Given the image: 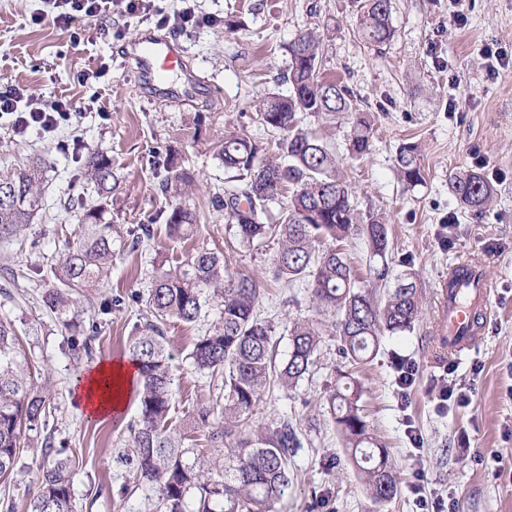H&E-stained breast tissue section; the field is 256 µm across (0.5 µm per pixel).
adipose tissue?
Masks as SVG:
<instances>
[{"label": "adipose tissue", "mask_w": 512, "mask_h": 512, "mask_svg": "<svg viewBox=\"0 0 512 512\" xmlns=\"http://www.w3.org/2000/svg\"><path fill=\"white\" fill-rule=\"evenodd\" d=\"M136 365L122 360L98 363L73 386L74 401L96 417L123 410L135 377Z\"/></svg>", "instance_id": "1"}]
</instances>
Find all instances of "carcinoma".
Instances as JSON below:
<instances>
[{"label":"carcinoma","mask_w":512,"mask_h":512,"mask_svg":"<svg viewBox=\"0 0 512 512\" xmlns=\"http://www.w3.org/2000/svg\"><path fill=\"white\" fill-rule=\"evenodd\" d=\"M360 38L374 46L394 33L390 0H366L357 25ZM321 34L304 32L288 43V83L291 93H268L257 103L260 124L279 134L276 148L287 159L282 164L261 155L262 148L243 128L224 130L216 158L234 173V183L211 197L212 208L224 213L236 228L239 244L250 248L275 237L279 249L273 258L274 283L304 286L316 313L335 317L339 353L355 364L374 357L380 337L411 330L420 317L418 289L413 274L395 277L384 298L355 277L343 252L354 235L366 237L371 257L379 258L375 278L384 281L390 267L388 217L383 212H359L353 187L336 154L321 139L304 130L305 115L348 117L358 111L351 90L341 81L322 76ZM371 125L352 122L349 147L361 160L371 150ZM46 167L39 160L0 173V239L13 236L33 221L43 200ZM397 173L406 187L423 181L417 148L412 143L397 151ZM83 178L96 189L97 201L78 200L80 224L65 245L43 304L51 312L70 311L73 290L103 282L112 262L114 225L104 220L112 196V158L91 153ZM194 173L175 151L168 157L161 187L178 195L193 184ZM448 186L464 208L479 217L493 190L483 175L470 170L450 176ZM288 202L278 222L266 224L268 205L283 192ZM197 224L196 213L176 202L165 216L174 238H186ZM268 289L250 275L231 273L224 256L201 249L175 271L157 274L146 299L145 322L136 327L126 355L137 365V419L129 426L132 465L138 481L156 491V512H273L288 488L293 458L304 447L294 423L283 418L270 427L254 421L265 394L277 386L291 390L311 372L320 343L317 323L296 319L289 333L287 357L276 362L273 324L262 318L259 303ZM218 301L219 318L196 338L188 354L195 370L224 379V406L196 405L190 424L172 420L174 370L167 324L196 322L204 308ZM96 325L74 326L72 354H89ZM361 390L344 384L330 398V412L367 494L376 502L392 500L398 492L395 465L389 452L369 430L360 414ZM46 388L34 383L26 351L9 321L0 319V476L11 474L20 456V435L36 431L49 417ZM221 415L214 421L215 415ZM212 428L211 438L222 447L212 449V461L190 458L184 446L196 430ZM37 489L31 512H72L73 466L65 449L41 446Z\"/></svg>","instance_id":"obj_1"}]
</instances>
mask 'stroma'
<instances>
[{
  "label": "stroma",
  "mask_w": 512,
  "mask_h": 512,
  "mask_svg": "<svg viewBox=\"0 0 512 512\" xmlns=\"http://www.w3.org/2000/svg\"><path fill=\"white\" fill-rule=\"evenodd\" d=\"M364 0H198L200 12L218 17L213 26L181 35L195 71L215 88L196 92L192 103L170 104L139 93L120 48L154 22L87 27L80 43L48 23L31 21L40 0H0V88L24 85L44 101L81 104L77 119L54 134L36 130L16 136L0 119V171L38 157L46 164L44 206L32 224L0 240V318L11 321L35 378L50 377L52 416L45 434L24 432L16 470L0 478L14 512H28L43 438L65 448L74 464L73 512H153L155 494L121 463L130 448L127 425L137 416L128 403L122 422H88L73 402L72 385L94 364L119 360L146 294L159 271L175 269L199 249L223 253L231 272L264 280L278 249L268 239L251 250L239 246L235 228L213 210V193L228 176L214 155L228 126L245 127L266 156H277V134L258 121L253 103L267 92L286 96L287 46L300 32L323 37L321 70L342 79L372 126V149L364 159L349 155L345 119L305 116L304 129L319 136L343 163L359 212L389 213L387 262L391 275L412 270L422 315L411 331L382 336L368 363L350 364L338 352L332 315H316L307 289L273 288L260 301L275 325L279 354L288 351L295 319H317L322 333L316 365L291 391L265 395L255 419L293 421L304 442L294 459L291 483L277 512H512V66L489 77L487 47L512 53V0H392V39L363 42L356 24ZM460 13L464 22L448 23ZM233 20L225 29L224 20ZM108 66L88 94L81 71ZM79 142L82 152L112 159L114 189L104 215L118 234L112 239V271L96 288L73 296L78 321L97 325L89 355L68 350L70 330L45 309L43 292L55 284L64 242L79 223L64 201L96 199L80 175L78 157L58 142ZM417 147L423 182L408 189L397 175L402 143ZM178 150L196 183L180 200L195 210L191 237L173 238L163 211L172 203L161 190L167 149ZM474 170L494 188L481 217L472 216L448 188L450 173ZM152 224L154 236L133 247L131 231ZM478 265L491 287L492 311L485 333L462 360H443L437 286L451 265ZM122 306L101 313L103 300ZM210 304L192 324L168 327L175 360L174 419L196 404L224 398L222 377L195 371L187 355L197 336L219 317ZM362 387L359 406L373 435L388 448L398 493L373 502L350 464L330 415L328 399L342 373ZM454 385L466 402H445L442 387Z\"/></svg>",
  "instance_id": "35a3bbf8"
}]
</instances>
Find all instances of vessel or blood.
Masks as SVG:
<instances>
[{
  "instance_id": "b4317fda",
  "label": "vessel or blood",
  "mask_w": 512,
  "mask_h": 512,
  "mask_svg": "<svg viewBox=\"0 0 512 512\" xmlns=\"http://www.w3.org/2000/svg\"><path fill=\"white\" fill-rule=\"evenodd\" d=\"M125 59L142 91L181 100V93L173 89V76L186 70L187 57L177 39L141 33L126 45ZM438 295L448 333V357L458 360L471 351L484 332L474 317L485 314L490 290L484 281L463 274L453 284H441Z\"/></svg>"
}]
</instances>
